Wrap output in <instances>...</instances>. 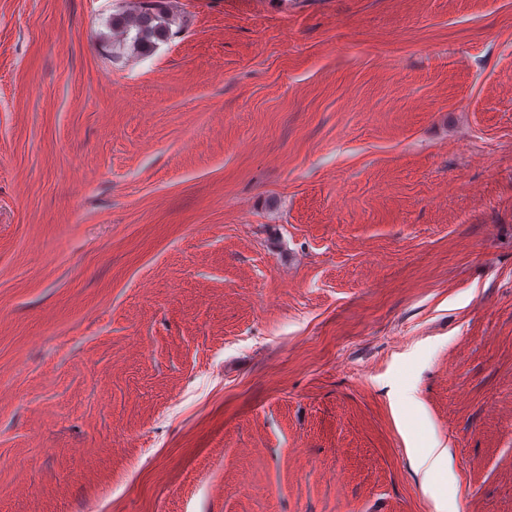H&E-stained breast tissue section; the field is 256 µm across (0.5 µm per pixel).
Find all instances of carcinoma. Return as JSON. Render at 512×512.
Segmentation results:
<instances>
[{
	"instance_id": "obj_1",
	"label": "carcinoma",
	"mask_w": 512,
	"mask_h": 512,
	"mask_svg": "<svg viewBox=\"0 0 512 512\" xmlns=\"http://www.w3.org/2000/svg\"><path fill=\"white\" fill-rule=\"evenodd\" d=\"M112 29L119 31V45L141 55H149L158 43L171 36L168 13L163 0H139L138 9L132 14L115 13L108 20Z\"/></svg>"
}]
</instances>
